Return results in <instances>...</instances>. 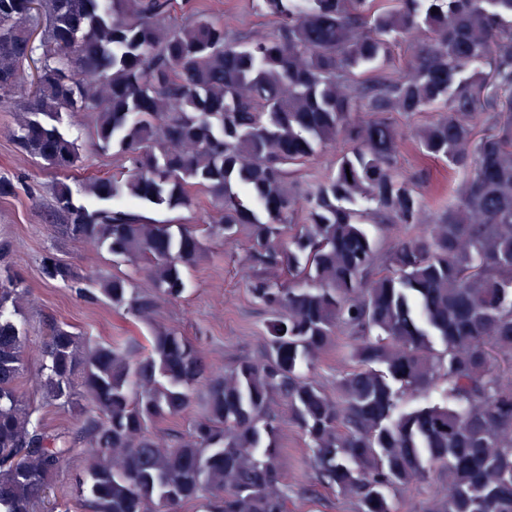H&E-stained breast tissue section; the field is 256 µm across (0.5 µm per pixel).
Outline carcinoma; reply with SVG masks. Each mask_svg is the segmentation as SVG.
<instances>
[{
	"mask_svg": "<svg viewBox=\"0 0 512 512\" xmlns=\"http://www.w3.org/2000/svg\"><path fill=\"white\" fill-rule=\"evenodd\" d=\"M255 7L277 21L273 34L233 35L204 14L171 25L165 0H0V98L21 86L25 63L36 70L9 131L17 147L64 175L81 153L63 115L89 112L88 147L130 163L76 191L56 183L64 234L143 261L156 292L178 299L201 239L124 204L184 208L198 187L216 201L212 236L245 229L252 263L291 275L251 282L272 315L262 359L222 374L172 329L137 357L52 327L36 380L44 398L69 404L83 388L95 400L81 428L90 512H180L200 500L207 512H288L277 400L308 439L319 482L358 512H393L395 492L434 475L445 488L421 512H512V0ZM400 41L415 42L413 53L390 76ZM424 112L436 117L411 136L467 178L430 233L393 241L377 271L368 218L388 231L427 223L423 196L396 167L405 134L390 118ZM338 141L347 149L323 180H288V166ZM300 209L305 223H290ZM42 272L76 279L52 254ZM97 284L91 299L136 317L153 310L127 278ZM26 292L19 273L0 277V512H33L72 452L69 435L31 422L18 393L27 343L14 315ZM340 330L353 339V366L332 396L300 367ZM441 380L451 404L401 408ZM199 386L204 414L162 444L149 426L184 413Z\"/></svg>",
	"mask_w": 512,
	"mask_h": 512,
	"instance_id": "1",
	"label": "carcinoma"
}]
</instances>
